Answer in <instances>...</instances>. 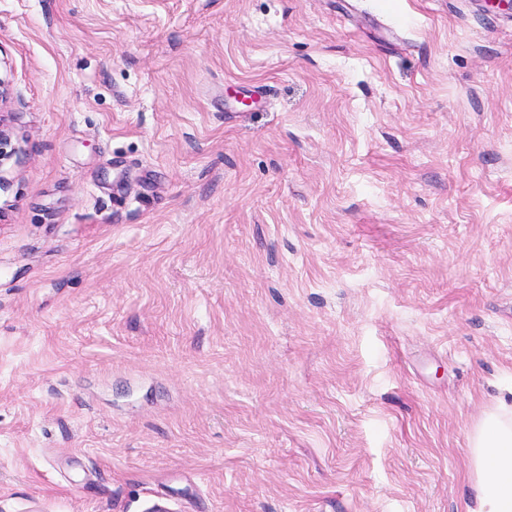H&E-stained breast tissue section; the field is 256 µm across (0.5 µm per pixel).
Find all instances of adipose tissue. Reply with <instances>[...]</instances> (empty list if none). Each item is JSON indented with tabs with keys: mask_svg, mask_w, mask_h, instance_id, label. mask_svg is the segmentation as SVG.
<instances>
[{
	"mask_svg": "<svg viewBox=\"0 0 512 512\" xmlns=\"http://www.w3.org/2000/svg\"><path fill=\"white\" fill-rule=\"evenodd\" d=\"M467 439L473 495L465 512H512V400L498 399Z\"/></svg>",
	"mask_w": 512,
	"mask_h": 512,
	"instance_id": "ef3b65f1",
	"label": "adipose tissue"
}]
</instances>
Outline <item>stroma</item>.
Masks as SVG:
<instances>
[{"mask_svg": "<svg viewBox=\"0 0 512 512\" xmlns=\"http://www.w3.org/2000/svg\"><path fill=\"white\" fill-rule=\"evenodd\" d=\"M0 77V512H465L512 12L0 0Z\"/></svg>", "mask_w": 512, "mask_h": 512, "instance_id": "obj_1", "label": "stroma"}]
</instances>
